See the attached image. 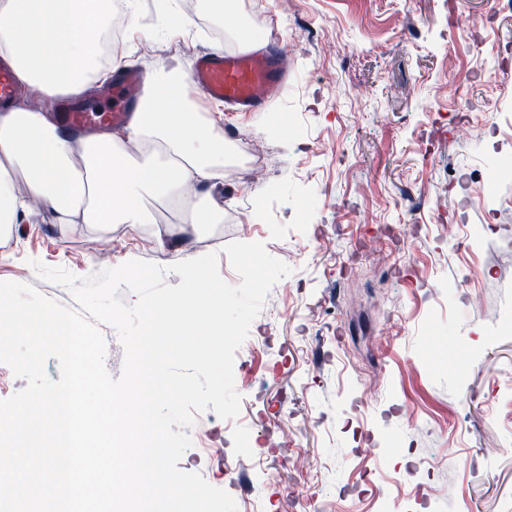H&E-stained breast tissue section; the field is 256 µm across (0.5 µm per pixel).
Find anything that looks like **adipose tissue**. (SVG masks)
<instances>
[{"instance_id": "obj_1", "label": "adipose tissue", "mask_w": 512, "mask_h": 512, "mask_svg": "<svg viewBox=\"0 0 512 512\" xmlns=\"http://www.w3.org/2000/svg\"><path fill=\"white\" fill-rule=\"evenodd\" d=\"M112 0H0V58L18 93L0 104V232L37 211L58 224H149L147 200L185 210L176 234L218 224L221 207L190 201L200 183L224 180V139L198 112L184 78L151 74L148 90L119 131L83 137L58 126L48 106L80 95L124 63L100 62ZM37 90L39 103L28 92ZM24 181L17 190L16 181Z\"/></svg>"}]
</instances>
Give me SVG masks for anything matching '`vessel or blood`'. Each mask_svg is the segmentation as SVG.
<instances>
[{"instance_id": "b4317fda", "label": "vessel or blood", "mask_w": 512, "mask_h": 512, "mask_svg": "<svg viewBox=\"0 0 512 512\" xmlns=\"http://www.w3.org/2000/svg\"><path fill=\"white\" fill-rule=\"evenodd\" d=\"M286 49L277 52L207 49L197 54L191 83L208 99L220 103L228 112H255L265 108L288 83ZM144 79L132 71L113 79L109 93L113 106L100 110L67 101L56 117L61 126L75 130L121 127L129 121V110L143 91Z\"/></svg>"}]
</instances>
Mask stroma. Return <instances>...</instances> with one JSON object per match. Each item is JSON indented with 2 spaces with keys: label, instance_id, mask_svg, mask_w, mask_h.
<instances>
[{
  "label": "stroma",
  "instance_id": "obj_1",
  "mask_svg": "<svg viewBox=\"0 0 512 512\" xmlns=\"http://www.w3.org/2000/svg\"><path fill=\"white\" fill-rule=\"evenodd\" d=\"M239 2L262 42L291 46L287 91L237 121L263 149L264 178L229 167L196 188L223 224L162 246L144 227L108 255L116 225L70 234L40 214L0 236V281L72 309L32 260L86 277L214 252L235 286L224 246L262 243L291 273L236 352L250 384L241 412H204L208 446L179 469L238 512H380L381 493L389 512H512V14L490 0ZM179 7L186 25L172 29L162 0H139L154 21L114 56L187 75L199 51L235 46L208 0ZM441 224L472 235L442 238ZM380 225L401 231L382 241L386 268L352 250Z\"/></svg>",
  "mask_w": 512,
  "mask_h": 512
}]
</instances>
